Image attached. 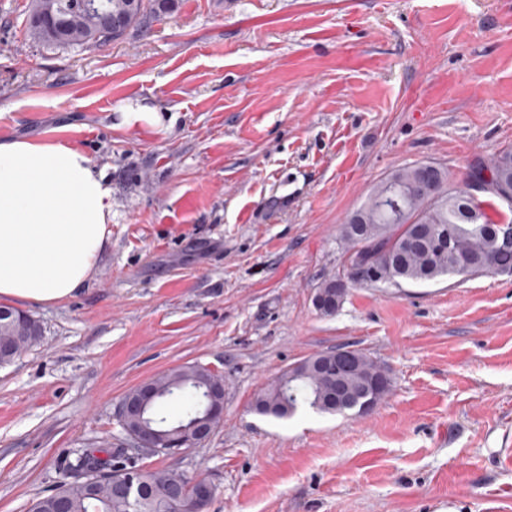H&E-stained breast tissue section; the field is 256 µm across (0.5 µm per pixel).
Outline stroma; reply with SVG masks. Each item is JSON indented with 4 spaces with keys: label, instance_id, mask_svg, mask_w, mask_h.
<instances>
[{
    "label": "stroma",
    "instance_id": "obj_1",
    "mask_svg": "<svg viewBox=\"0 0 512 512\" xmlns=\"http://www.w3.org/2000/svg\"><path fill=\"white\" fill-rule=\"evenodd\" d=\"M29 3L0 0V140L81 151L112 237L76 296L20 306L43 336L0 366V512L129 447L118 402L187 364L223 375L224 423L142 463L207 477V512H512V274L313 304L382 178L512 147V0H179L91 52L30 40ZM138 103L171 126L120 125ZM339 345L392 380L369 415L251 410Z\"/></svg>",
    "mask_w": 512,
    "mask_h": 512
}]
</instances>
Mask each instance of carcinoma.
<instances>
[{"mask_svg": "<svg viewBox=\"0 0 512 512\" xmlns=\"http://www.w3.org/2000/svg\"><path fill=\"white\" fill-rule=\"evenodd\" d=\"M175 6L176 0H95L92 9L84 10L76 0H31L26 29L34 42L47 48L91 51L105 40L121 39L152 17L172 12ZM482 170L511 186L512 147L501 150L487 162L474 163L469 173ZM424 181L414 165L397 169L380 181L369 201L354 212L361 223L368 225L370 238L364 240L354 235L349 221L342 227V236L351 245L347 264H376L378 286L456 277L464 260L477 268L489 264L483 268L484 275L493 274L495 269L512 272V246L497 244L498 225L485 212L474 217L465 209L470 183L455 185L448 170L442 167L433 176L437 189L423 190ZM353 366L355 373L349 377L351 392L358 394L364 386L375 385L379 400H384L391 390V380L381 375L383 367L360 350L356 351ZM211 381L210 373L198 365L177 367L155 376L152 383L163 393L151 404L152 423L172 431L202 415V389ZM336 397V382L304 360L283 372L280 381L258 392L253 406L277 418H288L307 407L318 413L336 414ZM171 400L181 407V414L175 419L159 413L160 407ZM95 463L93 451L83 449L75 453L65 467L70 479L33 501L30 512H56L60 498L65 499L68 512H176L172 500L156 492L159 486L171 487L173 500L180 501L185 508L205 512L208 506L206 502L193 503L195 488L191 476L168 469H145L124 448L109 452L105 469L119 464L124 470L138 472V481L143 486L139 499H127L108 482H89L91 465Z\"/></svg>", "mask_w": 512, "mask_h": 512, "instance_id": "cac0c4a2", "label": "carcinoma"}]
</instances>
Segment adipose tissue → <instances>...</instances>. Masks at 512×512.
I'll return each instance as SVG.
<instances>
[{"mask_svg": "<svg viewBox=\"0 0 512 512\" xmlns=\"http://www.w3.org/2000/svg\"><path fill=\"white\" fill-rule=\"evenodd\" d=\"M112 190L79 150L0 141V299L56 304L91 279L111 242Z\"/></svg>", "mask_w": 512, "mask_h": 512, "instance_id": "adipose-tissue-1", "label": "adipose tissue"}]
</instances>
